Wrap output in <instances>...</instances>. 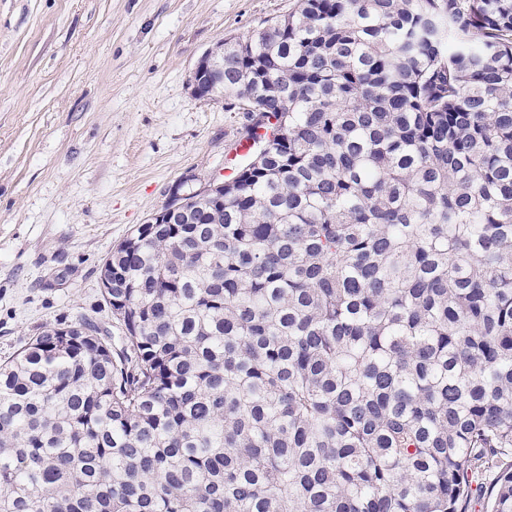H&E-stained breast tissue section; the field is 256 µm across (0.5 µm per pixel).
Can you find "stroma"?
<instances>
[{"mask_svg": "<svg viewBox=\"0 0 512 512\" xmlns=\"http://www.w3.org/2000/svg\"><path fill=\"white\" fill-rule=\"evenodd\" d=\"M296 0H0V361L81 320L123 332L100 268L191 177L222 176L256 117L192 71Z\"/></svg>", "mask_w": 512, "mask_h": 512, "instance_id": "1", "label": "stroma"}]
</instances>
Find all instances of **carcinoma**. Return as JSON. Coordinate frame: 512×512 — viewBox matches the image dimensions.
Listing matches in <instances>:
<instances>
[{"label": "carcinoma", "instance_id": "obj_1", "mask_svg": "<svg viewBox=\"0 0 512 512\" xmlns=\"http://www.w3.org/2000/svg\"><path fill=\"white\" fill-rule=\"evenodd\" d=\"M259 109L78 323L0 364V512H512V0H297Z\"/></svg>", "mask_w": 512, "mask_h": 512}]
</instances>
